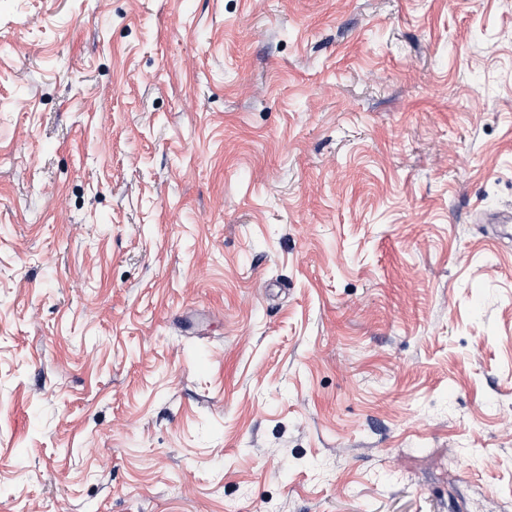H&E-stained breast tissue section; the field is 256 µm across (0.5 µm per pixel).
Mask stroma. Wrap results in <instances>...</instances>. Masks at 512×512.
Listing matches in <instances>:
<instances>
[{"mask_svg":"<svg viewBox=\"0 0 512 512\" xmlns=\"http://www.w3.org/2000/svg\"><path fill=\"white\" fill-rule=\"evenodd\" d=\"M512 0H0V512H502Z\"/></svg>","mask_w":512,"mask_h":512,"instance_id":"35a3bbf8","label":"stroma"}]
</instances>
